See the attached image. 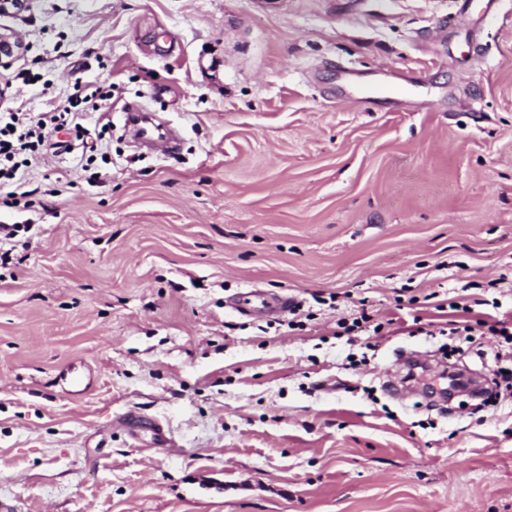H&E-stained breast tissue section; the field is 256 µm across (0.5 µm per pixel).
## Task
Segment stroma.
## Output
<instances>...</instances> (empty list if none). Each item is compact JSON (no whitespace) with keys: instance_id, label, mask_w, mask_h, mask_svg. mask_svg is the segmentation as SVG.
Wrapping results in <instances>:
<instances>
[{"instance_id":"1","label":"stroma","mask_w":512,"mask_h":512,"mask_svg":"<svg viewBox=\"0 0 512 512\" xmlns=\"http://www.w3.org/2000/svg\"><path fill=\"white\" fill-rule=\"evenodd\" d=\"M48 111L111 86L110 162L33 161L0 268V496L23 512H512V0H28ZM60 52H53V45ZM156 113L170 155L134 143ZM257 290L313 313L237 312ZM337 294L335 305L324 302ZM384 321L347 338L357 310ZM92 372L75 396L59 376ZM141 411L174 444L131 438ZM486 318H479L475 322V326L478 328H487V332L489 335L494 336L497 340H499L498 345L504 348H508V352H506V356L510 358L512 357V317H510V321L502 317L498 319L497 317L489 314L482 313ZM464 324L463 331L464 332H472L475 331V326L468 324L467 322H462ZM503 341H500V340ZM505 345H504V344Z\"/></svg>"}]
</instances>
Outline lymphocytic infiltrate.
<instances>
[{
    "label": "lymphocytic infiltrate",
    "instance_id": "obj_1",
    "mask_svg": "<svg viewBox=\"0 0 512 512\" xmlns=\"http://www.w3.org/2000/svg\"><path fill=\"white\" fill-rule=\"evenodd\" d=\"M112 100L108 87L75 83L63 104L46 112L0 113V207H19L28 196L22 167L31 161L70 151L73 142L87 143L89 153L82 165L91 180H99L96 160L99 148L91 144L84 125L87 113L106 110Z\"/></svg>",
    "mask_w": 512,
    "mask_h": 512
}]
</instances>
